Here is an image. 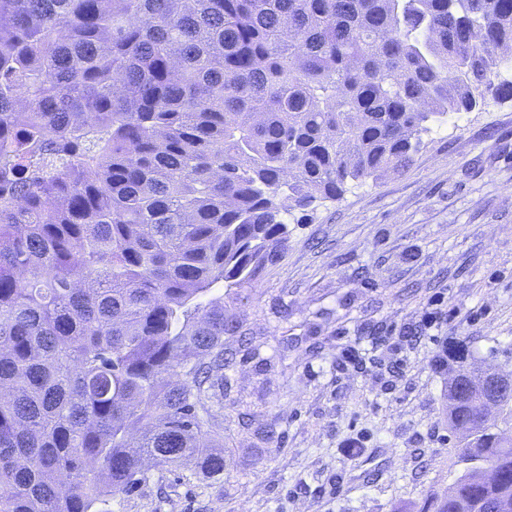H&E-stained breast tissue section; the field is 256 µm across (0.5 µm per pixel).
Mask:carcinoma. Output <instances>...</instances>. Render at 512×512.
<instances>
[{
  "instance_id": "carcinoma-1",
  "label": "carcinoma",
  "mask_w": 512,
  "mask_h": 512,
  "mask_svg": "<svg viewBox=\"0 0 512 512\" xmlns=\"http://www.w3.org/2000/svg\"><path fill=\"white\" fill-rule=\"evenodd\" d=\"M512 69V0H0V512H103L145 459L213 479L234 321L284 215L404 169ZM454 388L448 386V400ZM477 437L433 512H512Z\"/></svg>"
}]
</instances>
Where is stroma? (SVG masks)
<instances>
[{"label":"stroma","instance_id":"1","mask_svg":"<svg viewBox=\"0 0 512 512\" xmlns=\"http://www.w3.org/2000/svg\"><path fill=\"white\" fill-rule=\"evenodd\" d=\"M286 220L258 279L211 291L236 324L210 399L223 475L154 467L109 512H428L462 474L438 360L460 341L512 372V97L486 93L430 125L404 170ZM438 296L431 334L380 342ZM347 350L359 365L343 371Z\"/></svg>","mask_w":512,"mask_h":512}]
</instances>
